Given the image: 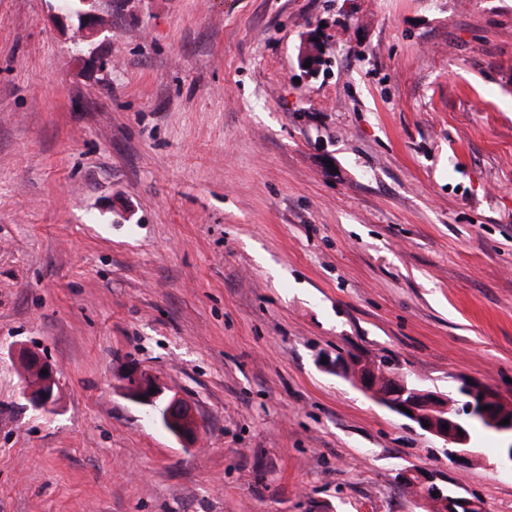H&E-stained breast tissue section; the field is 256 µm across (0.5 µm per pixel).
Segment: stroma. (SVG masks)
<instances>
[{
	"mask_svg": "<svg viewBox=\"0 0 512 512\" xmlns=\"http://www.w3.org/2000/svg\"><path fill=\"white\" fill-rule=\"evenodd\" d=\"M54 5L0 0V512H420L414 465L512 512L511 440L334 366L512 402V0H96L105 72ZM25 386L23 396L37 409H48L55 397L57 371L53 365L36 353L28 352L21 358ZM47 370L46 375L41 371ZM336 373L350 380L373 402L411 421L420 430L443 442L453 463L469 462L474 456L467 428L453 411L448 394L409 382L405 377L388 374L362 360L350 359L336 363ZM404 406L412 415L399 409ZM423 421H428L425 427ZM442 424L449 426L448 431ZM449 447L451 448H447ZM456 455V459H453ZM125 380L130 398L152 410L148 414L156 416L172 435L184 442H194L197 439L199 423L192 406L185 399L174 395L158 407L164 391L152 374L136 369L129 372ZM150 389H155V392H150Z\"/></svg>",
	"mask_w": 512,
	"mask_h": 512,
	"instance_id": "stroma-1",
	"label": "stroma"
}]
</instances>
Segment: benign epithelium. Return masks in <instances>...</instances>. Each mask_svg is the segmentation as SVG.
Segmentation results:
<instances>
[{
  "label": "benign epithelium",
  "instance_id": "benign-epithelium-1",
  "mask_svg": "<svg viewBox=\"0 0 512 512\" xmlns=\"http://www.w3.org/2000/svg\"><path fill=\"white\" fill-rule=\"evenodd\" d=\"M56 17L61 21L77 20L91 39L107 30L105 19L96 11H75L60 7ZM25 386L23 396L37 409H48L55 397L57 371L46 359L28 352L21 358ZM47 374H41L42 370ZM336 373L350 380L376 404L414 423L420 430L430 434L449 447V455L456 456L454 462H468L474 456L470 448L467 428L460 423L453 411V402L448 395L409 382L405 377L388 374L362 360L350 359L336 363ZM126 390L130 398L152 410L161 424L176 438L193 442L199 433V423L192 406L183 398L174 395L163 405L164 391L157 379L144 370H133L126 377ZM469 404V419L498 433L512 434V403L503 401L498 394L486 386H465ZM412 411L407 414L402 408ZM509 419V424L501 421ZM449 429H442V425ZM400 482L410 486L414 499L427 512H468L483 509V505L469 492L451 490L442 484L441 476L432 469L418 466L404 468L399 474Z\"/></svg>",
  "mask_w": 512,
  "mask_h": 512
}]
</instances>
